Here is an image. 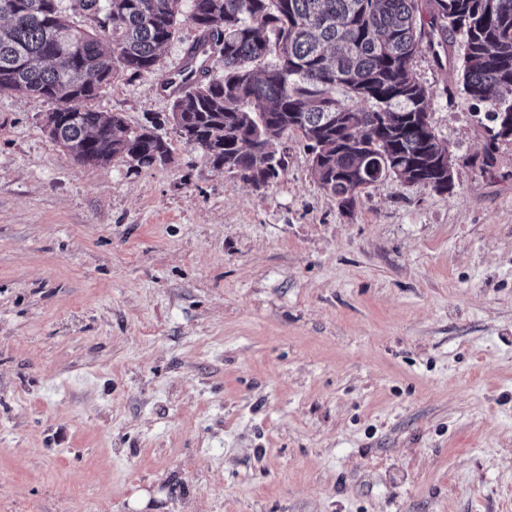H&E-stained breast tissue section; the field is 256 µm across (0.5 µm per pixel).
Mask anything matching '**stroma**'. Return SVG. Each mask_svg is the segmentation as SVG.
Wrapping results in <instances>:
<instances>
[{
  "label": "stroma",
  "mask_w": 512,
  "mask_h": 512,
  "mask_svg": "<svg viewBox=\"0 0 512 512\" xmlns=\"http://www.w3.org/2000/svg\"><path fill=\"white\" fill-rule=\"evenodd\" d=\"M198 36L98 108L164 122ZM413 69L454 188L349 211L299 135L259 188L165 123L84 166L0 92V512H512V141Z\"/></svg>",
  "instance_id": "35a3bbf8"
}]
</instances>
